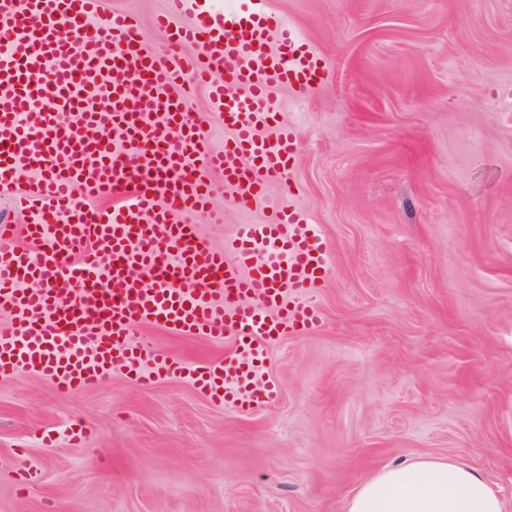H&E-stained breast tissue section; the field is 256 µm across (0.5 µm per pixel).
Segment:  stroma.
Masks as SVG:
<instances>
[{"label": "stroma", "instance_id": "obj_1", "mask_svg": "<svg viewBox=\"0 0 512 512\" xmlns=\"http://www.w3.org/2000/svg\"><path fill=\"white\" fill-rule=\"evenodd\" d=\"M267 2L332 72L302 102L279 95L293 199L330 248L320 326L271 347L278 396L255 411L169 378L69 396L0 380V512H343L366 476L420 456L512 498V0ZM166 7L103 0L158 52ZM142 333L191 364L224 354Z\"/></svg>", "mask_w": 512, "mask_h": 512}]
</instances>
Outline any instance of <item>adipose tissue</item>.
I'll list each match as a JSON object with an SVG mask.
<instances>
[{"label":"adipose tissue","instance_id":"adipose-tissue-1","mask_svg":"<svg viewBox=\"0 0 512 512\" xmlns=\"http://www.w3.org/2000/svg\"><path fill=\"white\" fill-rule=\"evenodd\" d=\"M344 512H512V499L467 462L422 457L363 480Z\"/></svg>","mask_w":512,"mask_h":512}]
</instances>
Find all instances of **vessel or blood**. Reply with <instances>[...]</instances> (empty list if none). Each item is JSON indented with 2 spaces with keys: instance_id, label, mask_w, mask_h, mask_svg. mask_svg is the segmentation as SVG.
<instances>
[{
  "instance_id": "vessel-or-blood-1",
  "label": "vessel or blood",
  "mask_w": 512,
  "mask_h": 512,
  "mask_svg": "<svg viewBox=\"0 0 512 512\" xmlns=\"http://www.w3.org/2000/svg\"><path fill=\"white\" fill-rule=\"evenodd\" d=\"M169 4L155 19L168 36L159 54L137 17L102 0H0V188L37 216L27 248L0 225V378L32 372L76 392L119 371L262 408L277 397L271 345L319 325L312 295L331 275L308 214L288 196L267 201L298 148L276 94L305 98L330 69L266 0L215 15L205 0ZM188 45L196 57L183 56ZM193 87L222 112L221 150L188 112ZM216 174L227 191L218 222L238 216L220 248L172 220L210 205ZM115 194L119 206L91 208ZM262 203L265 223L248 221ZM146 325L205 337L224 357L190 366L160 354L137 339Z\"/></svg>"
}]
</instances>
